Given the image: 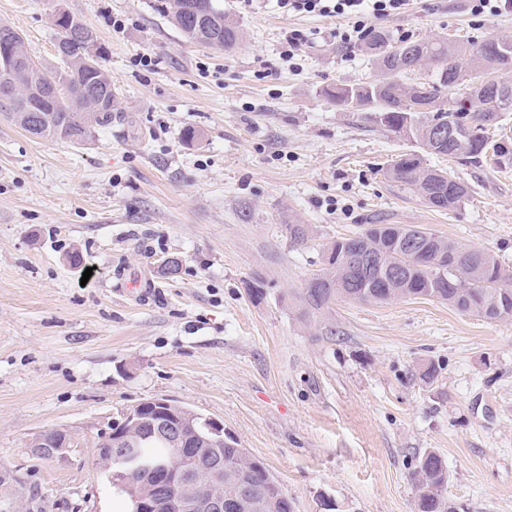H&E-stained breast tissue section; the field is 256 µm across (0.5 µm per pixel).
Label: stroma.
I'll return each mask as SVG.
<instances>
[{"mask_svg": "<svg viewBox=\"0 0 512 512\" xmlns=\"http://www.w3.org/2000/svg\"><path fill=\"white\" fill-rule=\"evenodd\" d=\"M157 2L0 0L51 68L56 9L94 29L116 89L111 125L80 145L0 114V512H127L96 442L155 398L221 422L294 512H416L411 473L431 450L455 512H512V321L340 301L330 334L298 299L327 244L370 224L421 225L512 269V168L446 160L470 193L434 210L385 176L412 143L321 95L377 75L342 40L347 18L224 0L244 31L224 52L187 42ZM369 26L476 48L512 39V10L409 0ZM288 224L306 225L303 245ZM50 428L75 434L65 461L28 452Z\"/></svg>", "mask_w": 512, "mask_h": 512, "instance_id": "1", "label": "stroma"}]
</instances>
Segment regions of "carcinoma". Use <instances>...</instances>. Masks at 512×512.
<instances>
[{
  "mask_svg": "<svg viewBox=\"0 0 512 512\" xmlns=\"http://www.w3.org/2000/svg\"><path fill=\"white\" fill-rule=\"evenodd\" d=\"M193 0H162L160 10L167 13L180 31L195 26L188 6ZM213 23L198 29L186 39L200 45L217 47L226 52L235 49L243 37L237 22L224 14L220 0H204ZM70 13L54 24L58 42L67 44L74 57L68 67L53 70L36 67L30 59L22 34L0 24V54H14L13 76L9 86L0 88V110L23 130L37 138H49L80 144L96 127L112 124V113L99 111L103 84L109 80L106 55L99 51L91 63L79 58L80 42L72 31ZM365 50L379 72V78L360 84L322 88V95L345 109L358 101L360 111L369 119L396 134H403L418 145L392 164L385 177L417 194L437 211L455 209L467 196L468 187L447 171L423 165L421 154L481 164L491 159L499 167L512 166L496 156L482 153L489 144L488 127L500 121L501 113L512 112V80L501 73L512 72V46L498 50L491 42L470 51L467 44L446 39H392L383 31L371 32ZM470 57L472 63L492 76L471 87L465 97L450 98L461 77L452 62ZM452 126L459 130L460 141H440L432 128ZM388 225L370 224L357 234L360 259L342 271L336 270L340 242H330L325 250V271L306 281L301 289L300 314L304 318L331 314L338 300L366 304H386L402 299H435L463 314L490 321L512 319V272L502 267L491 253L470 248L459 253V245L419 225L411 226L427 244L423 259L441 253L455 271L435 264L419 265L389 234ZM177 418L185 423L186 435L195 447L205 449L193 470L199 471L216 458L224 463V475L236 477L250 486L264 502L262 512H293L279 481L265 464L251 456L234 439L212 442L214 435L206 418L180 405L173 407ZM141 451L164 464L174 447L164 442L144 445ZM413 480L418 512H452L444 496L447 472L440 455L424 453L417 461ZM129 490L122 492L132 501V492L151 488L155 475L150 471L128 477Z\"/></svg>",
  "mask_w": 512,
  "mask_h": 512,
  "instance_id": "carcinoma-1",
  "label": "carcinoma"
}]
</instances>
